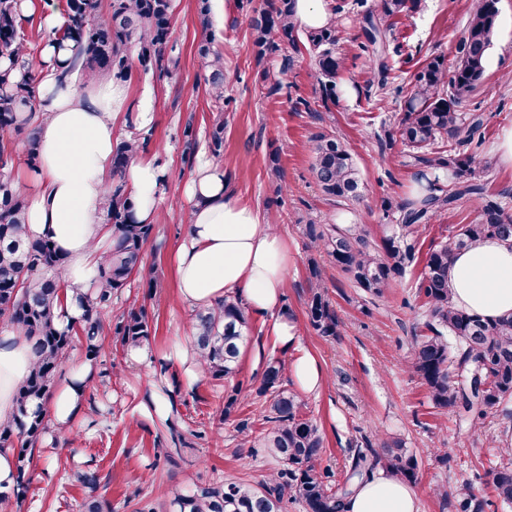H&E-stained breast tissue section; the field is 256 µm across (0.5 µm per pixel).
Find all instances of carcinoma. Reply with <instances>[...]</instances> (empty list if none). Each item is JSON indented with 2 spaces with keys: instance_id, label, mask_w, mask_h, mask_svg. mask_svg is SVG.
<instances>
[{
  "instance_id": "1",
  "label": "carcinoma",
  "mask_w": 512,
  "mask_h": 512,
  "mask_svg": "<svg viewBox=\"0 0 512 512\" xmlns=\"http://www.w3.org/2000/svg\"><path fill=\"white\" fill-rule=\"evenodd\" d=\"M415 0H374L362 16L367 44L374 62L378 90L389 88L390 68L385 60L387 35L384 23L409 15ZM96 0H67L63 23L52 32L59 46L71 51L69 68L78 74L91 69L104 78L125 81L131 58L141 69L167 70L177 60L166 56L170 39L171 0H112L107 16L95 15ZM499 17L498 0H475L465 35L458 47L453 70L442 56L425 60L413 76L404 100L395 135L408 148V165L421 169L422 198L384 201L387 213L398 215L392 233L377 242L366 225L344 219L334 224L305 225L311 248L326 255L345 273L364 296L380 298L405 275L416 258V236L462 198L480 200L474 223L461 226L457 235L429 250L419 293L425 298L424 325L428 334L415 340L409 364L427 390L434 408L450 411L474 425L512 400V316L483 318L459 309L451 301L448 263L453 253L480 239L512 238V215L498 199L486 194L477 169L492 162L477 149L483 144L484 116L459 111L460 104L482 83L492 36ZM20 0H0V132L24 133L28 161L35 163L39 129L27 110L37 79L29 46L32 36L23 26ZM257 60L284 49L300 51L304 33L315 64L324 99L338 96L336 77L343 58L336 53V23L301 31L295 19V0H265L251 24ZM197 55L210 71L209 96L215 104L209 135L210 156L224 152V56L205 38ZM445 140L449 149L435 148ZM147 136L138 131L121 140L112 153V188L104 209L112 225V242L101 263L95 287L76 297L81 314L62 320L65 259L49 240L29 233L28 202L9 171L12 150L0 140V326L23 336L32 346L35 362L16 390L14 415L0 421V448L15 457L13 488L0 492V512H22L30 480L31 451L49 431L46 404L55 390L56 376L76 346L85 360L97 364L103 348L102 333L109 328L124 351L143 346L152 333L146 305L130 304L112 318L115 300L137 275L151 289L155 268L144 261V248L155 231L153 224L134 219L125 193V172L132 158L146 150ZM312 172L327 200L351 206L361 197L359 171L347 144L333 134L319 133L309 141ZM311 288L305 315L312 331L334 338L339 322L333 303L322 284L316 258L308 261ZM190 335L205 373L229 384L224 392L225 419L238 404L243 385L235 380L241 350L247 343V307L236 296L226 295L214 307L198 308L190 318ZM285 363L265 364L258 394L266 398L265 427L258 437L262 447L277 458L282 468L270 481L254 486L244 481L222 485H196L176 494L169 503L173 512H282L290 498L303 502L306 512H344L356 481L378 469L412 485L419 465L399 440L368 448L352 459L344 482L318 466L323 437L317 425L302 413L297 394L283 388ZM500 452L507 462L463 479L454 491V512H486L490 501L481 485L491 487L495 498L512 503V448Z\"/></svg>"
}]
</instances>
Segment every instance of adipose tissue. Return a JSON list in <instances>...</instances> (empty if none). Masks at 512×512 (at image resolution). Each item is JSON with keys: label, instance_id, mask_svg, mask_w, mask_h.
Returning a JSON list of instances; mask_svg holds the SVG:
<instances>
[{"label": "adipose tissue", "instance_id": "ef3b65f1", "mask_svg": "<svg viewBox=\"0 0 512 512\" xmlns=\"http://www.w3.org/2000/svg\"><path fill=\"white\" fill-rule=\"evenodd\" d=\"M69 50L45 43L32 103L42 115L34 169L17 183L28 198L27 222L34 236L48 238L65 257L62 281L67 296L92 288L112 240L105 220L104 194L112 184L116 123L133 113L142 128L153 122L149 97L131 105L124 83L106 81L88 91L58 82ZM166 170L144 157L130 164L125 192L139 222L156 221L166 195ZM194 202L192 220L175 255L178 293L189 307H208L225 294L240 297L249 312L270 325L280 350L294 352L291 372L307 393L320 389L326 374L317 360L296 355L297 328L282 304L288 277V247L264 224L258 210L241 203L228 189L223 165L206 161L187 184ZM452 301L458 308L496 319L512 315V241L484 239L455 252L448 265ZM34 354L17 333L0 334V419L15 409V392L26 378ZM92 365L73 357L68 376L50 399L56 428H66L81 409ZM347 512H420L409 485L385 472L358 485Z\"/></svg>", "mask_w": 512, "mask_h": 512}]
</instances>
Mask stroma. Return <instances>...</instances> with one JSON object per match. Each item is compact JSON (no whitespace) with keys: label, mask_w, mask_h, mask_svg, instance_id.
<instances>
[{"label":"stroma","mask_w":512,"mask_h":512,"mask_svg":"<svg viewBox=\"0 0 512 512\" xmlns=\"http://www.w3.org/2000/svg\"><path fill=\"white\" fill-rule=\"evenodd\" d=\"M337 24V48L344 59L338 82L339 99L323 102L315 66L308 50L285 56L276 52L257 61L249 20L263 0H209L211 27L198 22L199 0H172L170 43L178 59L166 72L132 67L128 80L132 102L150 94L154 120L147 157L169 174L177 204L162 202L161 219L144 257L156 267L158 298L151 306L152 336L147 361L134 362L129 353L103 347L95 376L84 397V408L63 434L50 430L33 450L32 476L23 512H79L92 492L76 479L95 471L96 494L112 512H154L172 491L197 484L243 480L258 484L280 468L279 461L260 448L262 404L256 389L267 361L282 359L268 327L251 320L250 340L241 357L237 378L248 391L228 420H221L224 385L203 377L190 384L171 354L185 338L191 311L178 296L173 255L190 222L193 203L183 194L199 158L208 154L213 103L208 94L209 72L197 53L204 34L224 56L223 164L230 187L242 203L257 208L265 223L274 225L288 244L289 268L283 305L298 326L299 347L324 368L327 379L315 393L303 395V411L324 439L319 463L343 479L356 449L380 438L402 440L420 468L413 490L421 512H454L447 497L471 467L498 466V453L512 438V417L494 414L482 434L470 421L434 409L427 391L408 366L415 336L423 331L424 298L418 292L424 258L433 248L473 223L475 199H462L442 213L421 236L416 259L404 278L383 298L366 300L346 276L320 257L323 285L335 305L340 334L316 336L305 316L308 295V222H335L339 206L325 199L311 172L307 145L311 137L330 133L344 138L364 182V196L350 218L367 226L381 240L392 218L386 198L402 199L417 186L401 143L382 146L386 131L395 129L403 92L421 63L441 55L454 61L474 0H418L409 16L399 18L388 37L386 58L395 77L387 93L367 91L372 63L365 43L364 6L355 0H324ZM279 91H272V84ZM485 118L482 152L495 156L496 145L512 129V40L493 39L483 83L460 106ZM193 125L198 145L187 155L182 131ZM279 151L280 176H271L269 155ZM169 394L178 410L176 425L184 443L174 460L157 451L172 445L164 415L150 403ZM249 433H241V424Z\"/></svg>","instance_id":"stroma-1"}]
</instances>
